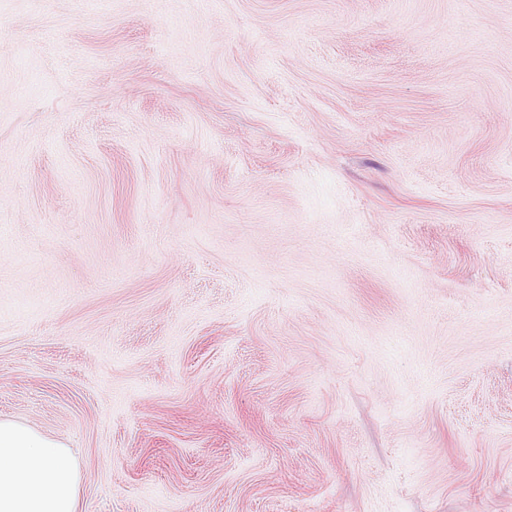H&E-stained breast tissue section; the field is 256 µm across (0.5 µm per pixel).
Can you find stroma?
Here are the masks:
<instances>
[{
  "label": "stroma",
  "mask_w": 512,
  "mask_h": 512,
  "mask_svg": "<svg viewBox=\"0 0 512 512\" xmlns=\"http://www.w3.org/2000/svg\"><path fill=\"white\" fill-rule=\"evenodd\" d=\"M78 512H512V0H0V419Z\"/></svg>",
  "instance_id": "obj_1"
}]
</instances>
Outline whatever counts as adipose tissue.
I'll return each mask as SVG.
<instances>
[{
    "mask_svg": "<svg viewBox=\"0 0 512 512\" xmlns=\"http://www.w3.org/2000/svg\"><path fill=\"white\" fill-rule=\"evenodd\" d=\"M80 480L66 444L0 419V512H77Z\"/></svg>",
    "mask_w": 512,
    "mask_h": 512,
    "instance_id": "obj_1",
    "label": "adipose tissue"
}]
</instances>
